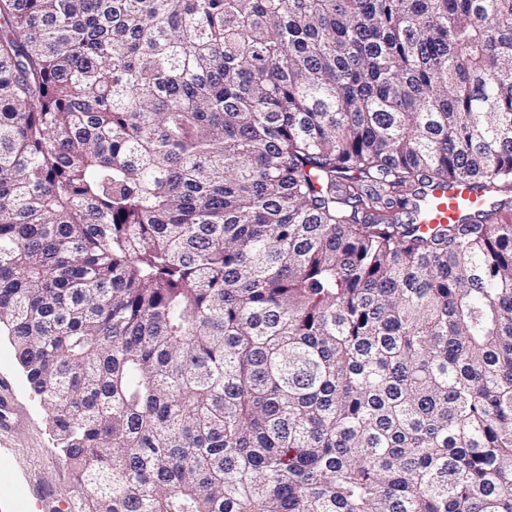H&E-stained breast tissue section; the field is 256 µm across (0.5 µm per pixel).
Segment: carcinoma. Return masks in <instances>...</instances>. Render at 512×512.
Returning a JSON list of instances; mask_svg holds the SVG:
<instances>
[{
	"mask_svg": "<svg viewBox=\"0 0 512 512\" xmlns=\"http://www.w3.org/2000/svg\"><path fill=\"white\" fill-rule=\"evenodd\" d=\"M0 334L73 512H512V0H0ZM485 204L483 194L470 184L455 183L434 188L424 205L420 229L426 232L438 224H457L465 210L482 208Z\"/></svg>",
	"mask_w": 512,
	"mask_h": 512,
	"instance_id": "carcinoma-1",
	"label": "carcinoma"
}]
</instances>
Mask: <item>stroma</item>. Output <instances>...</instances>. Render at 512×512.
Listing matches in <instances>:
<instances>
[{
  "label": "stroma",
  "instance_id": "obj_1",
  "mask_svg": "<svg viewBox=\"0 0 512 512\" xmlns=\"http://www.w3.org/2000/svg\"><path fill=\"white\" fill-rule=\"evenodd\" d=\"M0 373L12 378L17 402L25 413L26 428L18 441L0 446V512H11L24 500L27 512H45L40 499L44 487L54 489L68 503L80 495L68 463L59 448L50 419L30 389L6 336H0Z\"/></svg>",
  "mask_w": 512,
  "mask_h": 512
}]
</instances>
